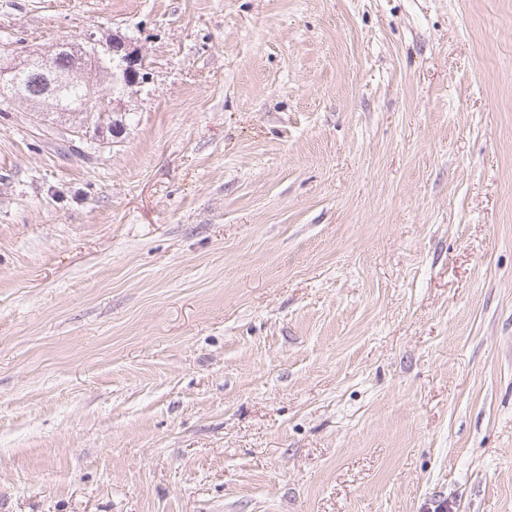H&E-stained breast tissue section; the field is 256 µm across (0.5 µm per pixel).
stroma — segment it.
Listing matches in <instances>:
<instances>
[{
	"instance_id": "obj_1",
	"label": "stroma",
	"mask_w": 512,
	"mask_h": 512,
	"mask_svg": "<svg viewBox=\"0 0 512 512\" xmlns=\"http://www.w3.org/2000/svg\"><path fill=\"white\" fill-rule=\"evenodd\" d=\"M91 37L109 147L0 102V512H512V0H0ZM106 56H112V61L104 59ZM93 59H97L103 65V70H112V84L121 83L125 87H130L139 83V80L145 79L146 73H143L142 59L136 57L132 51H129L123 41L113 39L105 43H97L93 49ZM114 64V66H112Z\"/></svg>"
}]
</instances>
